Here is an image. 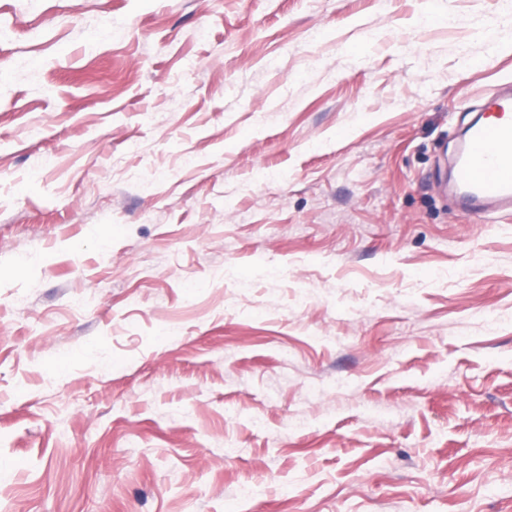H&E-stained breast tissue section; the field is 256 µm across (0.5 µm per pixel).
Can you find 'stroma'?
<instances>
[{
    "mask_svg": "<svg viewBox=\"0 0 512 512\" xmlns=\"http://www.w3.org/2000/svg\"><path fill=\"white\" fill-rule=\"evenodd\" d=\"M423 3L0 0V512H512V31ZM441 15L447 16L448 25H452L456 21V15L445 8L443 0L425 1V8L422 11L421 17L419 21L415 23V32L419 31L422 23H430ZM500 2L499 11L478 29V37L487 48V54L483 57L484 61H488L497 53L498 33L502 29L512 28V1L501 0ZM495 120L470 128L455 163L454 178L463 215L484 213L489 206L512 213L511 88L492 100Z\"/></svg>",
    "mask_w": 512,
    "mask_h": 512,
    "instance_id": "1",
    "label": "stroma"
}]
</instances>
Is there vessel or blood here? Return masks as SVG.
<instances>
[{"label": "vessel or blood", "instance_id": "vessel-or-blood-1", "mask_svg": "<svg viewBox=\"0 0 512 512\" xmlns=\"http://www.w3.org/2000/svg\"><path fill=\"white\" fill-rule=\"evenodd\" d=\"M495 119L470 128L455 163L454 178L463 214L489 207L512 212V93L492 100Z\"/></svg>", "mask_w": 512, "mask_h": 512}]
</instances>
